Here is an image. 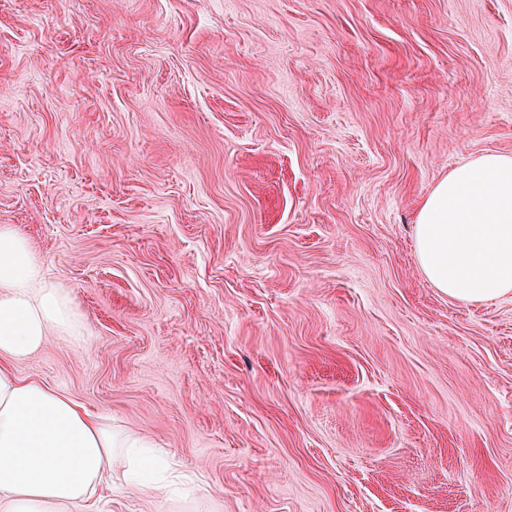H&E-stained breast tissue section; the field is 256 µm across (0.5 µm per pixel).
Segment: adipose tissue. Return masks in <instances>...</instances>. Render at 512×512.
Listing matches in <instances>:
<instances>
[{
  "mask_svg": "<svg viewBox=\"0 0 512 512\" xmlns=\"http://www.w3.org/2000/svg\"><path fill=\"white\" fill-rule=\"evenodd\" d=\"M421 273L460 303L512 293V156L488 153L444 177L415 224ZM85 320L49 282L30 239L0 225V512H89L100 489L137 483L169 495L166 465L144 438L118 432L16 366L51 337L79 343Z\"/></svg>",
  "mask_w": 512,
  "mask_h": 512,
  "instance_id": "1",
  "label": "adipose tissue"
}]
</instances>
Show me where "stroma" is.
Returning a JSON list of instances; mask_svg holds the SVG:
<instances>
[{
  "instance_id": "obj_1",
  "label": "stroma",
  "mask_w": 512,
  "mask_h": 512,
  "mask_svg": "<svg viewBox=\"0 0 512 512\" xmlns=\"http://www.w3.org/2000/svg\"><path fill=\"white\" fill-rule=\"evenodd\" d=\"M512 155V0H0V225L88 324L19 375L198 495L99 512H512V295L418 268Z\"/></svg>"
}]
</instances>
